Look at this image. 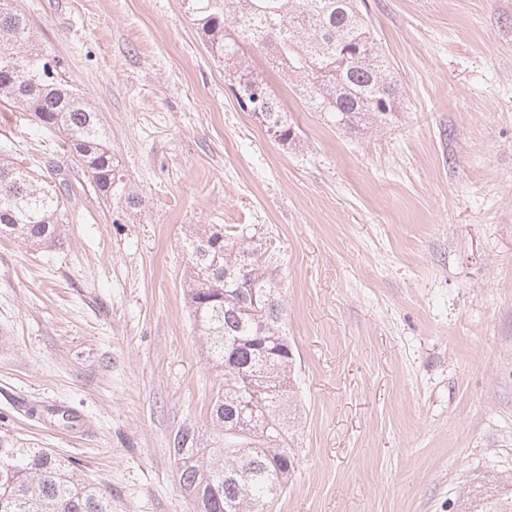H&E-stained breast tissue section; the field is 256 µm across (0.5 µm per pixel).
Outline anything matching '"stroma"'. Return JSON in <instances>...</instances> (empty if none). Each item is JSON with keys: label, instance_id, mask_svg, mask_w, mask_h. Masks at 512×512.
<instances>
[{"label": "stroma", "instance_id": "35a3bbf8", "mask_svg": "<svg viewBox=\"0 0 512 512\" xmlns=\"http://www.w3.org/2000/svg\"><path fill=\"white\" fill-rule=\"evenodd\" d=\"M19 3L142 206L113 208L59 134L0 105V144L65 173L71 213L58 248L0 241V431L107 488L112 512H192L170 446L207 431L224 379L181 241L240 225L283 289L299 384L298 463L266 512H454L512 475V0H365L403 95L364 134L254 56L290 147L239 107L183 0Z\"/></svg>", "mask_w": 512, "mask_h": 512}]
</instances>
